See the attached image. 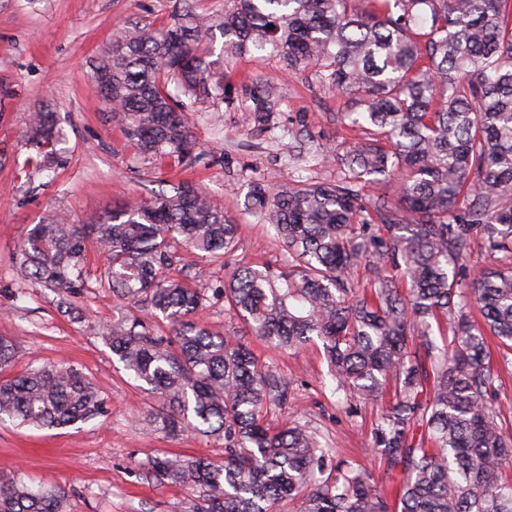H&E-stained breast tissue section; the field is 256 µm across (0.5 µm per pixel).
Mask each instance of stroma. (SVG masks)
<instances>
[{
    "label": "stroma",
    "mask_w": 512,
    "mask_h": 512,
    "mask_svg": "<svg viewBox=\"0 0 512 512\" xmlns=\"http://www.w3.org/2000/svg\"><path fill=\"white\" fill-rule=\"evenodd\" d=\"M187 8L209 17L223 11L224 0H0V335L18 340V368L68 362L109 407L105 421L66 429L0 425V472L61 488L69 512H192V491L157 481L149 460L162 453L218 460L223 441L169 436L148 424L159 399L136 387L104 335L125 313L108 289H89L78 301L81 317L70 319L57 312L50 291L20 282L13 268L18 246L48 212L94 224L130 199L170 195L190 183L238 224V241L203 276L200 256L182 250L179 276L206 289L209 328L247 344L285 383L288 399L271 408L268 422L302 419L334 455L367 470L377 489L391 494L396 478L369 450L388 400L348 406L321 346H268L227 310L222 295L235 269L286 267L287 252L252 205V192L336 181L342 155L360 137L340 119L347 98L316 69L288 71L275 53L225 58L223 95L200 100L189 115L199 156L187 164L141 154L125 137L121 115L90 88L93 62L123 28H159ZM258 96L275 103L262 124L248 117ZM46 106L57 113L68 150L66 164L50 173L39 170L25 143L29 115Z\"/></svg>",
    "instance_id": "stroma-1"
}]
</instances>
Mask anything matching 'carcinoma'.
<instances>
[{"instance_id": "obj_1", "label": "carcinoma", "mask_w": 512, "mask_h": 512, "mask_svg": "<svg viewBox=\"0 0 512 512\" xmlns=\"http://www.w3.org/2000/svg\"><path fill=\"white\" fill-rule=\"evenodd\" d=\"M266 53L289 70L318 67L350 98L342 118L364 138L344 155L334 183L299 182L254 192L288 252V270L242 268L224 280V304L253 335L281 350L316 340L355 401L395 388L371 437L386 471L400 476L397 512H512V435L495 407L499 372L487 337L512 364V0H224L216 25L185 11L173 24L128 28L90 77L125 135L152 157H196L188 112L224 94L212 60ZM54 113L30 120L37 164L65 163ZM399 176L394 203L366 206L361 184ZM386 224L367 234L365 213ZM238 225L191 185L126 202L89 229L50 215L19 245V280L48 288L59 313H79L86 289L107 288L137 311L171 323L155 335L125 315L105 335L124 369L162 398L147 421L168 434L191 430L224 440V461L164 454L157 480L186 486L194 512H392L369 473L333 463V450L299 421L273 428L265 412L286 399L280 377L246 345L211 332L208 298L175 275V244L219 262ZM508 261L472 274L475 237ZM107 255L88 277L87 240ZM370 260L368 296L344 286ZM395 270L406 279L401 291ZM20 344L0 336V423L57 429L107 413L104 397L62 363L13 371ZM0 512H68L65 492L33 489L0 474Z\"/></svg>"}]
</instances>
